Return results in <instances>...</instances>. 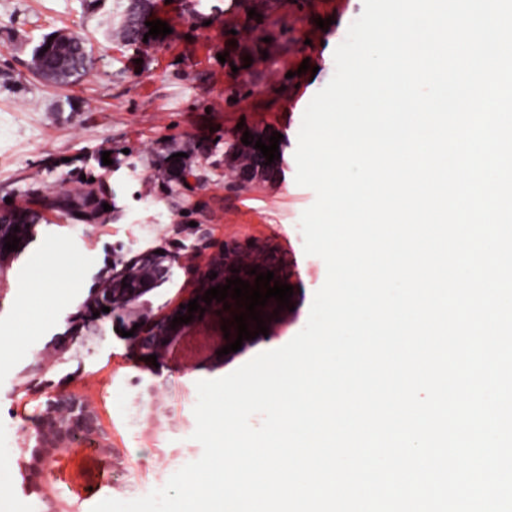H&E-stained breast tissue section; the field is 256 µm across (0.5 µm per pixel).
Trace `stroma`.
Segmentation results:
<instances>
[{
	"label": "stroma",
	"instance_id": "35a3bbf8",
	"mask_svg": "<svg viewBox=\"0 0 512 512\" xmlns=\"http://www.w3.org/2000/svg\"><path fill=\"white\" fill-rule=\"evenodd\" d=\"M116 0H0V209L80 178L112 190L115 219L37 228L36 238L0 273V465L9 491L0 512H41L19 464L42 399L16 393L22 369L55 336L95 285L113 254L192 244L194 224L218 239L258 241L291 270L294 311L273 335L243 343L214 368V349L159 365L140 359L126 316L83 329L72 358L48 374L55 389L95 402L112 446L125 455L96 499L132 500L166 484L200 458L192 440L196 384L224 377L260 353L286 345L306 325L326 266L304 252L299 226L314 192L296 184L294 154L303 113L335 73L334 51L363 10V0H154L170 34L141 48L106 36ZM329 20L320 29L317 19ZM55 31L89 36L95 62L72 89L29 70L33 47ZM266 42L256 43L258 34ZM309 71H301L302 62ZM280 132L281 175L240 190L230 185L224 153L238 126ZM192 151L198 175L170 187L157 154ZM110 164H103V156ZM70 260L74 281L57 279ZM26 311H19V302ZM96 499L82 502L91 512Z\"/></svg>",
	"mask_w": 512,
	"mask_h": 512
}]
</instances>
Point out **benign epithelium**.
Here are the masks:
<instances>
[{
  "instance_id": "1",
  "label": "benign epithelium",
  "mask_w": 512,
  "mask_h": 512,
  "mask_svg": "<svg viewBox=\"0 0 512 512\" xmlns=\"http://www.w3.org/2000/svg\"><path fill=\"white\" fill-rule=\"evenodd\" d=\"M238 134L236 145V173L233 183L240 186H252L261 182H270L280 170V161L266 164V158L255 145H245ZM14 225L0 221V269L12 262L16 251L3 249L7 237L20 239L19 245L32 241L36 235L33 224L19 225V231H13ZM199 237L205 240L208 249L206 259L191 266L193 288L178 303L167 306L158 313L153 312L151 302L145 295L168 282L173 275V268L184 267L186 263L179 252L166 249L157 254L155 250L141 251L130 258L122 255L112 256V263L96 275V285L90 289L87 298L78 310L69 317L70 330L65 338L56 337L39 353L40 362L36 370L25 369L18 375L17 391L40 393L45 396L43 409L33 435V445L21 449L20 464L25 471L30 488L43 504L42 512H75L74 505L60 496L56 484L69 483V487L80 498L93 494L96 487L93 467L94 461L104 464L108 472L125 470V459L112 447V437L101 423L96 404L83 396L60 392L53 389L49 381L36 382L33 372L46 373L55 365L65 360V354L80 333L81 324L93 317V313L105 316L101 308L106 306L110 312L120 311L130 318V325H138L134 331V345L138 354L147 357L157 356L163 359L169 349L180 339L186 337L190 330L201 325L233 320V314L242 312L236 306V300L228 297L226 301L212 300L211 304L198 301L205 312L193 313V319L185 324L171 327L172 320L179 314H188L185 305L196 297L217 285L223 286L226 280L239 277L250 285H255L256 275L267 271L274 272V280L286 284L289 280L287 264L274 249L257 243L239 241H210L207 225L196 226ZM239 273H233V270ZM256 270L250 275L248 271ZM217 273L212 279L210 275ZM231 305L228 310L224 304ZM277 301L268 300L267 305L258 307L260 314L268 318L266 326L274 330L286 317L287 310L279 311Z\"/></svg>"
}]
</instances>
